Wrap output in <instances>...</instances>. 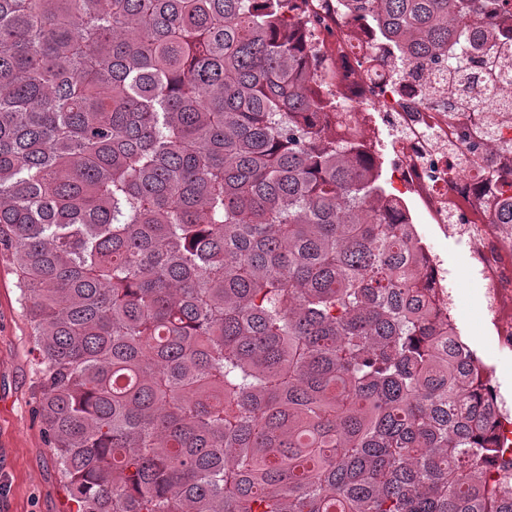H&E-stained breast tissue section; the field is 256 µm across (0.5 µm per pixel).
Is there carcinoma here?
<instances>
[{
    "label": "carcinoma",
    "mask_w": 512,
    "mask_h": 512,
    "mask_svg": "<svg viewBox=\"0 0 512 512\" xmlns=\"http://www.w3.org/2000/svg\"><path fill=\"white\" fill-rule=\"evenodd\" d=\"M305 0H0V250L77 512H512ZM417 70L512 0H353Z\"/></svg>",
    "instance_id": "1"
}]
</instances>
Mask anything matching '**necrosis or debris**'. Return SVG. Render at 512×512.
I'll return each instance as SVG.
<instances>
[{"instance_id":"obj_1","label":"necrosis or debris","mask_w":512,"mask_h":512,"mask_svg":"<svg viewBox=\"0 0 512 512\" xmlns=\"http://www.w3.org/2000/svg\"><path fill=\"white\" fill-rule=\"evenodd\" d=\"M311 38L320 60L329 61L326 80L346 110L341 121L355 134L390 129L388 144L397 157L390 177L401 199L410 201L418 223L437 225L447 236L462 239L471 270L484 282L478 311L490 350H512V237L484 215L494 184L488 174L512 163V109L486 115L445 94L415 98L412 86H436L445 69L427 67L417 80L407 78L400 61L368 71L366 58L375 50L366 25L340 0H308ZM426 276L431 312L459 353L471 346L458 318L459 292L438 254L422 248L418 257ZM488 418L498 458L487 466L501 481V461L512 458V402L502 394L494 373L483 374Z\"/></svg>"}]
</instances>
